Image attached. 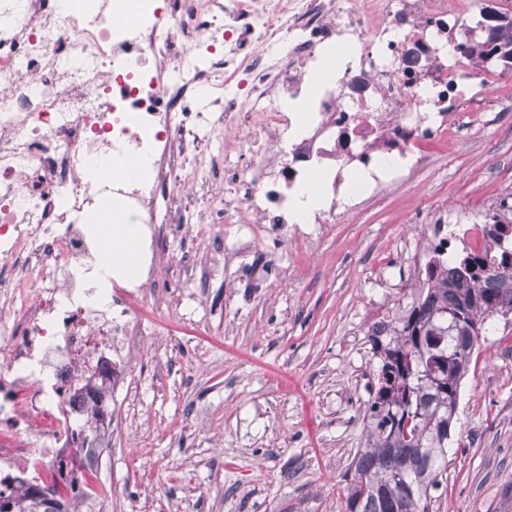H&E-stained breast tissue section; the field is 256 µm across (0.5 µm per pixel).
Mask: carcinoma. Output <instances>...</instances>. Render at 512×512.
Returning <instances> with one entry per match:
<instances>
[{"instance_id":"carcinoma-1","label":"carcinoma","mask_w":512,"mask_h":512,"mask_svg":"<svg viewBox=\"0 0 512 512\" xmlns=\"http://www.w3.org/2000/svg\"><path fill=\"white\" fill-rule=\"evenodd\" d=\"M489 37L476 50L463 49L512 69V17L489 11ZM486 234L494 250L464 252L443 268L434 258L425 266L429 287L408 313L391 320L386 334H372L380 361L376 385L364 421L365 447L354 460V476L344 494L345 512H429L431 491L438 489L461 381L488 319L512 313V206L500 203L488 215ZM106 412L96 409L86 431L77 434L82 467L91 452L87 436L104 426ZM54 496V512H78L82 500H66L57 486L17 481L0 491V512H46L44 494Z\"/></svg>"}]
</instances>
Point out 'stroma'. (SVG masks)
<instances>
[{
	"label": "stroma",
	"mask_w": 512,
	"mask_h": 512,
	"mask_svg": "<svg viewBox=\"0 0 512 512\" xmlns=\"http://www.w3.org/2000/svg\"><path fill=\"white\" fill-rule=\"evenodd\" d=\"M482 110L425 144L429 167L334 218L308 250L284 256L256 237L266 287L190 289V323L167 289L136 303L157 324L112 390L110 453L87 471L109 491L94 512H344L379 367L369 326L415 297L401 279L424 273L421 209L480 222L512 204V82ZM493 325L461 382L429 512H512V317Z\"/></svg>",
	"instance_id": "1"
}]
</instances>
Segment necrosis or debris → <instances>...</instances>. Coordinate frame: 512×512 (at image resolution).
I'll return each instance as SVG.
<instances>
[{"label": "necrosis or debris", "mask_w": 512, "mask_h": 512, "mask_svg": "<svg viewBox=\"0 0 512 512\" xmlns=\"http://www.w3.org/2000/svg\"><path fill=\"white\" fill-rule=\"evenodd\" d=\"M482 0H0V482L51 483L70 435L93 412L86 380L144 333L135 301L173 269L183 286L246 260L245 224L312 244L338 214L429 164L420 144L447 132L506 77L476 70ZM339 42L355 54L307 112L288 111ZM134 161L137 177L106 173ZM324 206L300 221L305 179ZM131 224L140 264L112 288L93 277L88 225ZM447 259L486 244L464 216L431 224Z\"/></svg>", "instance_id": "4bbe7bcc"}]
</instances>
